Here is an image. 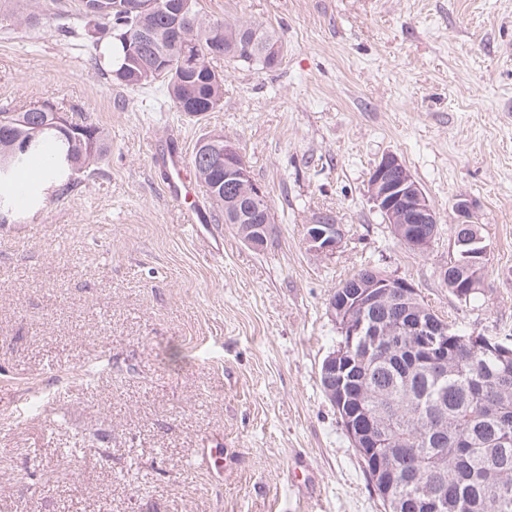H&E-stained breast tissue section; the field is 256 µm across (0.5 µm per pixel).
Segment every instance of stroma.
<instances>
[{
    "mask_svg": "<svg viewBox=\"0 0 512 512\" xmlns=\"http://www.w3.org/2000/svg\"><path fill=\"white\" fill-rule=\"evenodd\" d=\"M272 27L275 68L217 60L224 106L195 119L117 86L54 20L0 21V105L90 114L97 177L0 224V512H384L320 383L328 301L375 267L469 334L512 344V0H198ZM236 143L269 196L266 248L169 198L170 155ZM395 154L438 217L400 246L368 195ZM466 202L490 254L459 301L440 277ZM320 214L344 231L314 252ZM66 384H58V377ZM306 242L310 248L320 254H332L344 237L340 224L326 214L316 216L306 226Z\"/></svg>",
    "mask_w": 512,
    "mask_h": 512,
    "instance_id": "1",
    "label": "stroma"
}]
</instances>
